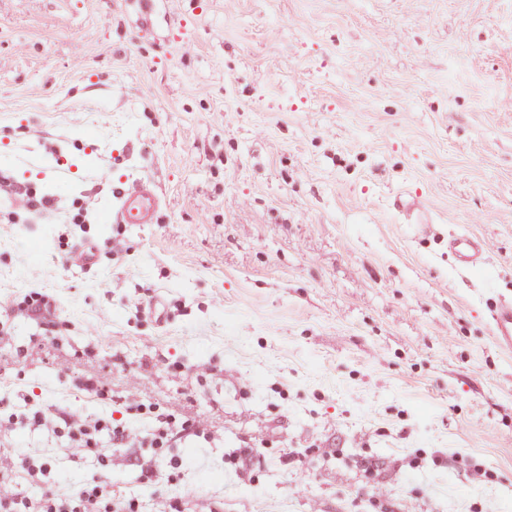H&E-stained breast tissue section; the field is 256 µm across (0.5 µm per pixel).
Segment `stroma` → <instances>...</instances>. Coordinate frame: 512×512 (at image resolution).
<instances>
[{
	"label": "stroma",
	"instance_id": "stroma-1",
	"mask_svg": "<svg viewBox=\"0 0 512 512\" xmlns=\"http://www.w3.org/2000/svg\"><path fill=\"white\" fill-rule=\"evenodd\" d=\"M510 101L512 0H0V493L512 512ZM161 206L162 201L153 183L141 178L122 191L112 220L117 224H155ZM462 268L477 266L485 261L488 252L487 244L472 236H461L449 244ZM493 332L502 349L512 350V300H501L495 307ZM62 420L69 426L72 447L76 450L91 448L96 444L98 433L102 430L100 421L92 423L86 418L76 417L71 413H67Z\"/></svg>",
	"mask_w": 512,
	"mask_h": 512
}]
</instances>
